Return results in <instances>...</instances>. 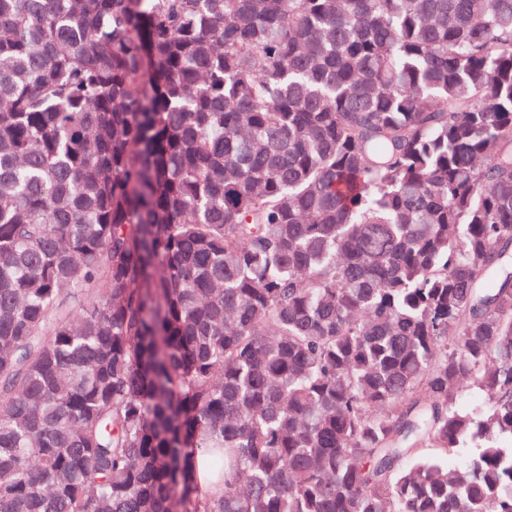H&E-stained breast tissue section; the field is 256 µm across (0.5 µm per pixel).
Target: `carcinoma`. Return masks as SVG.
I'll use <instances>...</instances> for the list:
<instances>
[{"label":"carcinoma","instance_id":"obj_1","mask_svg":"<svg viewBox=\"0 0 512 512\" xmlns=\"http://www.w3.org/2000/svg\"><path fill=\"white\" fill-rule=\"evenodd\" d=\"M0 512H512V0H0Z\"/></svg>","mask_w":512,"mask_h":512}]
</instances>
